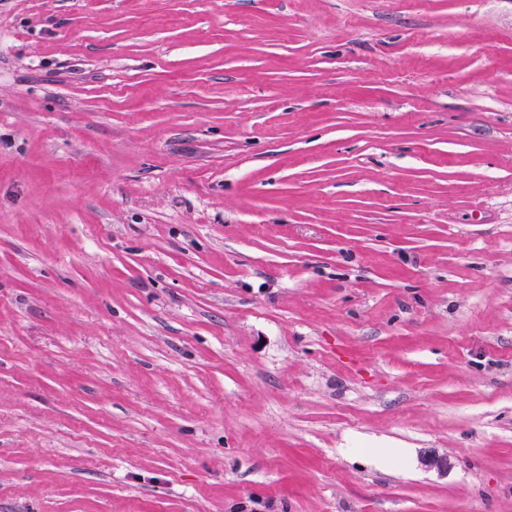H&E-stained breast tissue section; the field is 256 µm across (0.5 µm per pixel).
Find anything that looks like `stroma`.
Returning <instances> with one entry per match:
<instances>
[{"label": "stroma", "instance_id": "35a3bbf8", "mask_svg": "<svg viewBox=\"0 0 512 512\" xmlns=\"http://www.w3.org/2000/svg\"><path fill=\"white\" fill-rule=\"evenodd\" d=\"M0 512H512V0H0Z\"/></svg>", "mask_w": 512, "mask_h": 512}]
</instances>
